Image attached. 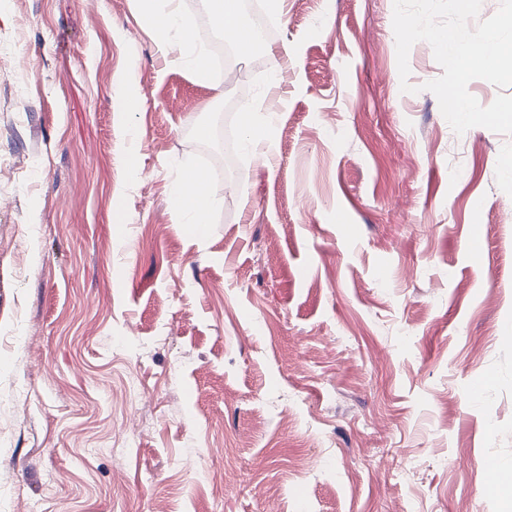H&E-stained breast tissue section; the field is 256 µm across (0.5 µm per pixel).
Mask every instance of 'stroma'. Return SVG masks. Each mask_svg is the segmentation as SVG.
Returning <instances> with one entry per match:
<instances>
[{"mask_svg": "<svg viewBox=\"0 0 512 512\" xmlns=\"http://www.w3.org/2000/svg\"><path fill=\"white\" fill-rule=\"evenodd\" d=\"M392 18L284 0L232 87L138 0H0V161L37 165L0 178V512H502L512 135L453 132L427 42L402 92ZM249 97L270 138L190 224L194 128ZM189 171L185 176L175 198L174 203L177 207L188 213L190 223L207 224L208 216L214 207V200L209 193H205L206 182L200 178L198 186L203 190L202 193L195 192L192 189V182L199 178V172ZM483 468L491 474L490 482L485 486L484 493L494 495L506 504L511 510L512 506V483H511V468H503L504 477L500 482V489L498 490L497 482L494 477L498 471L499 462L494 456H487L482 461Z\"/></svg>", "mask_w": 512, "mask_h": 512, "instance_id": "obj_1", "label": "stroma"}]
</instances>
